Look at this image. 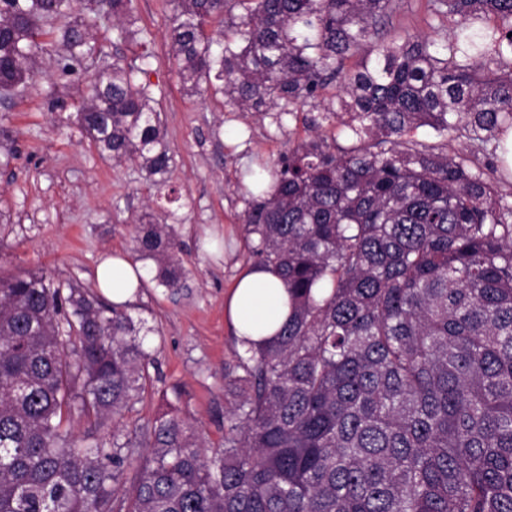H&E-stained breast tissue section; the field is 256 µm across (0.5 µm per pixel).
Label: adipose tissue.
<instances>
[{"mask_svg":"<svg viewBox=\"0 0 512 512\" xmlns=\"http://www.w3.org/2000/svg\"><path fill=\"white\" fill-rule=\"evenodd\" d=\"M142 269L125 257L106 260L96 270L114 303L130 300L139 287ZM226 310L238 338L261 341L278 331L289 314L288 292L275 274L247 268L234 284Z\"/></svg>","mask_w":512,"mask_h":512,"instance_id":"1","label":"adipose tissue"}]
</instances>
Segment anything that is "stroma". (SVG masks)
I'll return each instance as SVG.
<instances>
[{
  "mask_svg": "<svg viewBox=\"0 0 512 512\" xmlns=\"http://www.w3.org/2000/svg\"><path fill=\"white\" fill-rule=\"evenodd\" d=\"M132 9L143 31L135 42L120 36L112 18L91 20L108 58L136 66L137 82L161 110L173 154L166 185L156 188L137 162L102 159L73 110H51L54 93L79 99L95 60L64 72L44 58L12 98H0V127L14 139L10 152H0V274L43 271L95 293L101 262L118 253L136 259L138 220L169 218L185 286L174 295L151 281L122 305L147 329L144 347L155 360L150 384L123 422L130 431L145 426L171 404L216 448L234 402L224 371L243 353L224 303L252 264L243 174L255 163L274 165L305 129L288 114L246 118L225 108L223 95L188 94L168 54L166 0H133Z\"/></svg>",
  "mask_w": 512,
  "mask_h": 512,
  "instance_id": "1",
  "label": "stroma"
}]
</instances>
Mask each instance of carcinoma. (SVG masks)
Returning <instances> with one entry per match:
<instances>
[{
  "label": "carcinoma",
  "instance_id": "obj_1",
  "mask_svg": "<svg viewBox=\"0 0 512 512\" xmlns=\"http://www.w3.org/2000/svg\"><path fill=\"white\" fill-rule=\"evenodd\" d=\"M422 2L455 23L449 43L390 32L405 0H169L188 91L303 113L309 137L244 224L288 321L241 341L222 447L174 407L142 441L118 425L78 441L74 404L101 427L137 403L142 327L43 271L0 276V512H512V0ZM131 4L112 0L124 38L141 33ZM81 11L0 0V90L27 81L56 25L62 69L97 54ZM76 122L101 157L165 184L173 155L134 67L98 71ZM423 127L435 141L410 137ZM134 242L159 285L183 287L166 222Z\"/></svg>",
  "mask_w": 512,
  "mask_h": 512
}]
</instances>
